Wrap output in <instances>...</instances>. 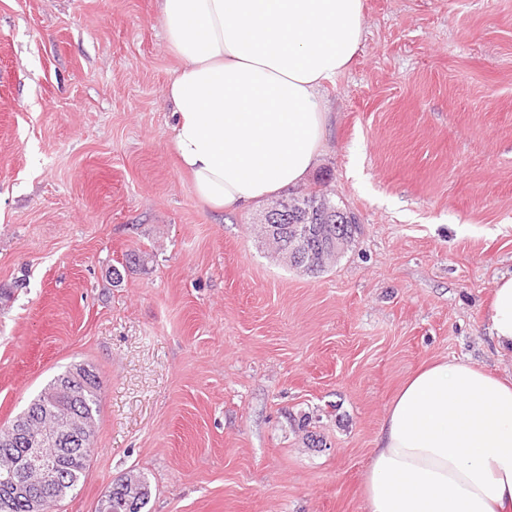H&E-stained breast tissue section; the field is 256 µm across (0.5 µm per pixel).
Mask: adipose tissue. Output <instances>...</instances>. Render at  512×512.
Wrapping results in <instances>:
<instances>
[{
	"label": "adipose tissue",
	"instance_id": "1",
	"mask_svg": "<svg viewBox=\"0 0 512 512\" xmlns=\"http://www.w3.org/2000/svg\"><path fill=\"white\" fill-rule=\"evenodd\" d=\"M179 65L169 143L197 198L235 211L301 185L326 143L322 86L363 38V0H160ZM488 330L512 354V275ZM368 512H512V378L445 359L402 385L367 470Z\"/></svg>",
	"mask_w": 512,
	"mask_h": 512
}]
</instances>
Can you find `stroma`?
I'll use <instances>...</instances> for the list:
<instances>
[{
	"label": "stroma",
	"mask_w": 512,
	"mask_h": 512,
	"mask_svg": "<svg viewBox=\"0 0 512 512\" xmlns=\"http://www.w3.org/2000/svg\"><path fill=\"white\" fill-rule=\"evenodd\" d=\"M363 28L306 182L360 230L311 276L261 206L212 211L179 169L158 0H0V429L67 366L101 382L51 512L130 473L143 512H366L411 373L512 374L487 331L512 275V0H364ZM58 457L59 469L65 476V483L60 484L55 495L48 496L55 499L50 505L65 499L77 489L89 465L87 455L80 453L64 450L61 454L58 449Z\"/></svg>",
	"instance_id": "obj_1"
}]
</instances>
